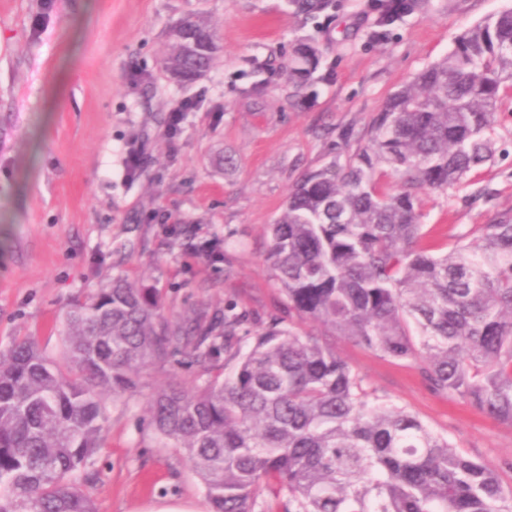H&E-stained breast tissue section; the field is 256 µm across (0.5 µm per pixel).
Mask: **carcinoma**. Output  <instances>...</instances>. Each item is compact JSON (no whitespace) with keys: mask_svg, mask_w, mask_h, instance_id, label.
Returning <instances> with one entry per match:
<instances>
[{"mask_svg":"<svg viewBox=\"0 0 512 512\" xmlns=\"http://www.w3.org/2000/svg\"><path fill=\"white\" fill-rule=\"evenodd\" d=\"M312 15L332 0H288ZM419 0H374L376 40ZM179 82L200 79L218 44L202 19L171 32ZM295 51L288 76L317 69ZM512 96V9L467 28L454 48L392 94L368 143L305 173L267 225L268 259L288 324L247 327L234 304L171 320L158 293L124 279L64 315L62 360L23 339L0 352V512H97L77 479L94 464L106 398L140 392L141 374L183 360L148 400L160 444L185 454L211 512H512L487 463L415 416L370 402L335 350L296 331L325 330L387 358L413 360L432 391L512 425V214L435 256L417 209L492 155L496 104ZM388 169L392 192L377 176ZM224 357V367L216 362Z\"/></svg>","mask_w":512,"mask_h":512,"instance_id":"1","label":"carcinoma"}]
</instances>
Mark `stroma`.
I'll use <instances>...</instances> for the list:
<instances>
[{
  "mask_svg": "<svg viewBox=\"0 0 512 512\" xmlns=\"http://www.w3.org/2000/svg\"><path fill=\"white\" fill-rule=\"evenodd\" d=\"M512 0H420L373 38L371 0H336L315 17L285 0H0V350L28 337L62 349L63 314L112 278L156 289L163 314L223 313L254 328L284 319L286 298L265 229L310 169L364 146L387 98L450 50L468 26ZM190 15L221 52L188 85L164 67L169 34ZM312 44L319 65L295 91L286 67ZM196 100L177 133L170 110ZM494 153L445 190L418 195L432 243L474 239L512 213V98L502 97ZM219 256L199 254L203 243ZM364 389L415 414L512 486V425L432 392L412 360H393L307 323ZM168 374H142L137 395L109 403L93 466L79 474L97 512L155 500L206 506L185 456L159 444L150 393Z\"/></svg>",
  "mask_w": 512,
  "mask_h": 512,
  "instance_id": "35a3bbf8",
  "label": "stroma"
}]
</instances>
